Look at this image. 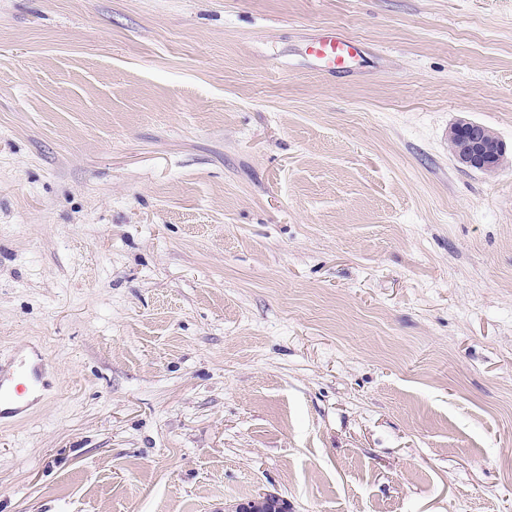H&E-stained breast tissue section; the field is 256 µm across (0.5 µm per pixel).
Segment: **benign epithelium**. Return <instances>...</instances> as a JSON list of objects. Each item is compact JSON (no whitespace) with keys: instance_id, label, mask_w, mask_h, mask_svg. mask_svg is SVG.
Segmentation results:
<instances>
[{"instance_id":"7a95c632","label":"benign epithelium","mask_w":512,"mask_h":512,"mask_svg":"<svg viewBox=\"0 0 512 512\" xmlns=\"http://www.w3.org/2000/svg\"><path fill=\"white\" fill-rule=\"evenodd\" d=\"M448 146L456 161L492 176L512 165V156L497 134L483 125L462 121L448 131ZM231 512H289L288 500L261 493L231 507Z\"/></svg>"}]
</instances>
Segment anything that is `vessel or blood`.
I'll return each instance as SVG.
<instances>
[{"mask_svg": "<svg viewBox=\"0 0 512 512\" xmlns=\"http://www.w3.org/2000/svg\"><path fill=\"white\" fill-rule=\"evenodd\" d=\"M308 52L329 71H345L360 54L361 46L351 37L334 31L312 38ZM42 366L40 357L19 352L7 361H0V421L27 411L39 388Z\"/></svg>", "mask_w": 512, "mask_h": 512, "instance_id": "obj_1", "label": "vessel or blood"}]
</instances>
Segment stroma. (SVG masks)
Wrapping results in <instances>:
<instances>
[{"label": "stroma", "mask_w": 512, "mask_h": 512, "mask_svg": "<svg viewBox=\"0 0 512 512\" xmlns=\"http://www.w3.org/2000/svg\"><path fill=\"white\" fill-rule=\"evenodd\" d=\"M335 28L350 77L306 54ZM512 0H0V512H512ZM466 127L477 128V132L470 137L456 139L453 132ZM448 146L460 165L477 167V170L489 176L512 165L511 153H507L504 143L497 134L476 122L462 121L452 126L448 131ZM40 357L17 352L6 362L0 361V424L29 408L41 382L43 360ZM288 500L279 496L261 493L256 497H253L245 502H239L233 505L231 509L224 511L231 512H288L289 511Z\"/></svg>", "instance_id": "35a3bbf8"}]
</instances>
